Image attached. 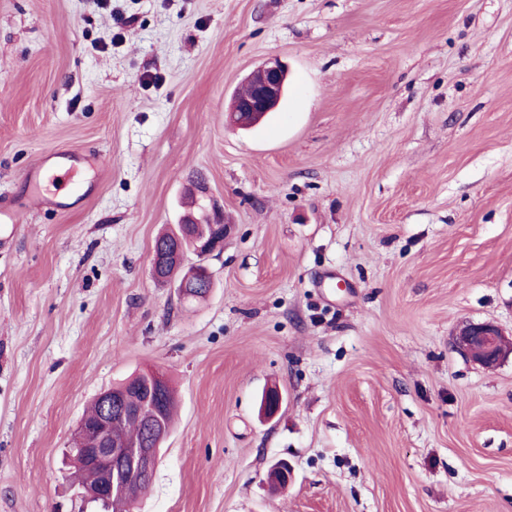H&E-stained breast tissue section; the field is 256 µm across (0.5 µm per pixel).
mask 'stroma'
<instances>
[{"mask_svg":"<svg viewBox=\"0 0 512 512\" xmlns=\"http://www.w3.org/2000/svg\"><path fill=\"white\" fill-rule=\"evenodd\" d=\"M271 59L276 111L225 123ZM58 150L105 162L63 212L25 182ZM200 179L231 231L195 302L151 257ZM5 204L0 512H90L76 426L150 370L134 512H512V358L452 346L512 330V0H0ZM455 346L486 368H493L512 355V337H507L499 326L490 322L461 327L455 337Z\"/></svg>","mask_w":512,"mask_h":512,"instance_id":"obj_1","label":"stroma"}]
</instances>
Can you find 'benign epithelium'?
Instances as JSON below:
<instances>
[{"instance_id":"obj_1","label":"benign epithelium","mask_w":512,"mask_h":512,"mask_svg":"<svg viewBox=\"0 0 512 512\" xmlns=\"http://www.w3.org/2000/svg\"><path fill=\"white\" fill-rule=\"evenodd\" d=\"M288 71L277 59L270 60L253 70L245 79L251 90L248 98H235L228 111V118L240 126L260 122L266 113L273 111L284 96ZM455 346L475 363L493 368L512 355V337L490 322L469 323L461 327L455 337ZM149 395L141 414L155 438L152 446L125 444L112 439V419H124L131 409L121 404L120 396L108 388L98 395L101 406L100 419L96 422L82 420L78 432L89 441L86 447H74V459L93 468L97 482L84 488L83 498L106 512H132L133 502L127 497V487L133 479L144 480L153 476L161 445L169 430L157 420L154 408L164 391L165 377L158 371L148 373ZM292 471L286 463H277L269 471L271 481L288 486Z\"/></svg>"}]
</instances>
